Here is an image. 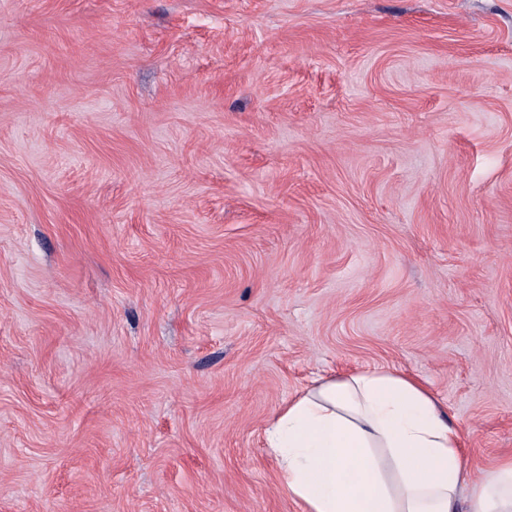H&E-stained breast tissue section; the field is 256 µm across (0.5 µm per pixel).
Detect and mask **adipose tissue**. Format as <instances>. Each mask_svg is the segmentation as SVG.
Returning a JSON list of instances; mask_svg holds the SVG:
<instances>
[{"mask_svg":"<svg viewBox=\"0 0 512 512\" xmlns=\"http://www.w3.org/2000/svg\"><path fill=\"white\" fill-rule=\"evenodd\" d=\"M265 434L303 512H512V459L474 473L445 408L395 370L318 377Z\"/></svg>","mask_w":512,"mask_h":512,"instance_id":"ef3b65f1","label":"adipose tissue"}]
</instances>
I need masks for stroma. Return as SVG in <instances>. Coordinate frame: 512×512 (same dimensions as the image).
<instances>
[{
  "instance_id": "1",
  "label": "stroma",
  "mask_w": 512,
  "mask_h": 512,
  "mask_svg": "<svg viewBox=\"0 0 512 512\" xmlns=\"http://www.w3.org/2000/svg\"><path fill=\"white\" fill-rule=\"evenodd\" d=\"M376 367L512 458V0H0V512H300Z\"/></svg>"
}]
</instances>
